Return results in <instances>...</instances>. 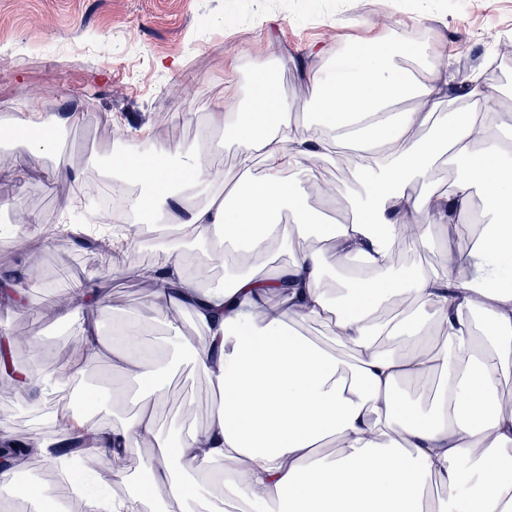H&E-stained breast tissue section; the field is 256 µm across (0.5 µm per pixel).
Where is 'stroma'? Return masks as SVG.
<instances>
[{
	"label": "stroma",
	"instance_id": "35a3bbf8",
	"mask_svg": "<svg viewBox=\"0 0 512 512\" xmlns=\"http://www.w3.org/2000/svg\"><path fill=\"white\" fill-rule=\"evenodd\" d=\"M269 19L265 29L254 20ZM400 19L405 35L431 53H447L448 70L477 71L488 89L512 108V56H499L501 36L512 38V0H0V129L22 118L27 101L42 96L48 111L71 117L57 152L32 162L25 143L0 142V218L11 227L0 233V278L24 281L32 268L52 291L89 282L104 289L103 334L146 312L151 283L121 276L120 264L149 269L164 259V245L133 224L121 260L106 264L85 244L84 235L59 234L41 241L28 233L30 221L73 224L62 197L80 183L54 178L58 168L109 172L112 144L99 140L100 119L126 142L150 143L163 152L170 143L197 147L210 129L212 104L230 93L250 97V66L260 56L291 106L293 121L310 117L305 87L291 64L309 45L333 58L354 40L374 36L371 21ZM181 58L172 75L161 64ZM82 333L80 315L44 317L33 307H5L0 335L14 338L12 358L30 369L50 364L67 350L68 337ZM161 339L167 368L162 376L168 402L159 419L163 433L182 421L204 425L215 394L188 357L165 336L167 323L152 324ZM86 391L97 394L96 411L121 420L133 400L113 399L112 373L98 365L83 370ZM52 390L39 397L19 391L0 375V433L31 444L54 436Z\"/></svg>",
	"mask_w": 512,
	"mask_h": 512
}]
</instances>
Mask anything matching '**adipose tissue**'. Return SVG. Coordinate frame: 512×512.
<instances>
[{
	"label": "adipose tissue",
	"mask_w": 512,
	"mask_h": 512,
	"mask_svg": "<svg viewBox=\"0 0 512 512\" xmlns=\"http://www.w3.org/2000/svg\"><path fill=\"white\" fill-rule=\"evenodd\" d=\"M388 37L348 44L331 63L298 58L314 117L300 124L269 78L252 65L248 103L225 98L213 126L236 144L234 174L218 180L205 148L182 161L183 147L116 160L113 187L139 186L130 208L139 223L173 231L162 264L147 271L151 314L191 312L207 333L194 353L218 404L203 426L173 435L158 429L164 392L143 324H122L104 340L96 317L98 287L75 288L64 315L81 312L83 335L112 351V368L138 384L137 409L115 421L100 417L91 453L152 444L146 492L115 497L112 512H140L144 498L158 512H212L209 480L224 478L225 495L253 512H512V406L499 398L502 364L512 358V137L496 96L474 75L450 76L446 56L411 68V45L400 21ZM467 88L477 111L443 114L420 132L421 111L455 87ZM417 102L414 111L403 102ZM62 118L41 96L27 106L22 128L33 157L56 151ZM321 157L349 162L355 187L339 201L350 219L316 224L294 172ZM447 158L458 176L448 192L414 194L435 162ZM202 186L196 203L182 189ZM485 222L471 235L461 222L474 200ZM290 210L289 223L274 216ZM417 225V246L440 235L443 268L398 270L392 255L403 225ZM220 255L224 285L203 287L189 273L188 244ZM288 249V265L267 263ZM469 271L458 287L451 268ZM404 293L418 310L386 319L381 312ZM307 303L320 339L293 328ZM481 304L482 324L465 320ZM87 360L25 372L22 390L68 384ZM443 494L429 499L428 491Z\"/></svg>",
	"instance_id": "obj_1"
}]
</instances>
